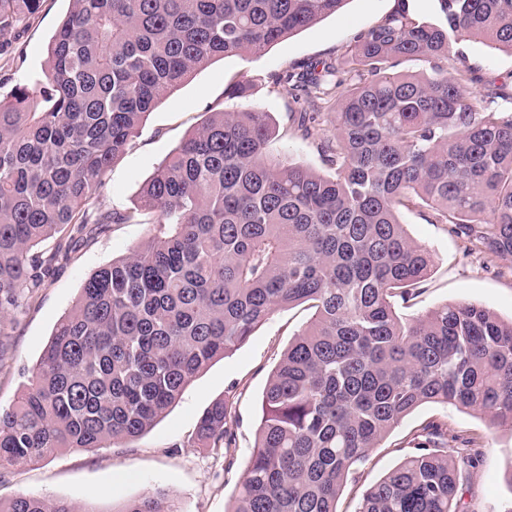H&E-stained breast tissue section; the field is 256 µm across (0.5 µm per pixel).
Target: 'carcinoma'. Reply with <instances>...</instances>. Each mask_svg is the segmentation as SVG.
<instances>
[{
	"instance_id": "1",
	"label": "carcinoma",
	"mask_w": 512,
	"mask_h": 512,
	"mask_svg": "<svg viewBox=\"0 0 512 512\" xmlns=\"http://www.w3.org/2000/svg\"><path fill=\"white\" fill-rule=\"evenodd\" d=\"M323 63L278 80L312 103L297 130L321 174L271 156L267 112H214L144 184L154 233L94 271L52 333L30 383L0 408V471L63 448L95 449L153 426L189 382L276 310L314 313L273 370L233 512H337L353 467L419 406L452 405L512 430V320L461 303L411 321L433 256L399 219L419 210L467 249L512 256V87L479 107L458 44L512 51V0H409ZM346 0H71L36 88L0 97V358L4 318L68 258L87 225L127 224L90 203L148 114L228 55H257ZM41 0H0V53ZM420 61L417 74L393 71ZM334 98L335 134L317 101ZM53 248L41 245L65 228ZM454 453L444 451L448 441ZM231 442L224 401L196 444ZM355 512H465L460 468L483 452L429 422ZM0 512H95L21 496ZM113 512H179L148 492Z\"/></svg>"
}]
</instances>
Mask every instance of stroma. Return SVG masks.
Wrapping results in <instances>:
<instances>
[{"mask_svg":"<svg viewBox=\"0 0 512 512\" xmlns=\"http://www.w3.org/2000/svg\"><path fill=\"white\" fill-rule=\"evenodd\" d=\"M394 7L395 0H348L336 14L263 54L229 55L216 61L154 108L129 149L109 170L92 204L96 211L131 214V222L88 235L52 278L26 297L8 326L9 350L0 360V407L11 406L28 384L51 332L74 306L85 279L148 238L154 217L139 209L142 186L210 113L249 107L270 113L276 133L269 153L324 171L315 143L297 131V114L308 104L296 99L278 76L341 59L357 32ZM68 8V0H43L13 50L0 55V90L33 83L40 76L48 43ZM462 47L473 69V93L512 82V52L474 39L463 41ZM242 80L251 84L249 97L228 98L227 88ZM400 220L435 259L421 296L413 305H398L402 318L411 319L447 303L469 302L490 309L503 320L512 319V257L465 253L462 242L445 225L428 223L415 209L401 210ZM311 316V309L304 305L275 311L237 351L195 377L178 401L139 438L110 442L93 451L65 448L40 462L1 473L0 501L33 494L90 502L98 512H111L113 506L157 490L174 498L181 512H233L269 376ZM219 399L225 400L231 413V448L195 446L200 416ZM433 421L483 446L480 466L463 471L460 479L459 494L467 512H512V434L494 430L483 416L442 404L419 407L372 449L368 460L349 478L338 502L339 512H355L362 491L395 468L409 453L416 430Z\"/></svg>","mask_w":512,"mask_h":512,"instance_id":"stroma-1","label":"stroma"}]
</instances>
